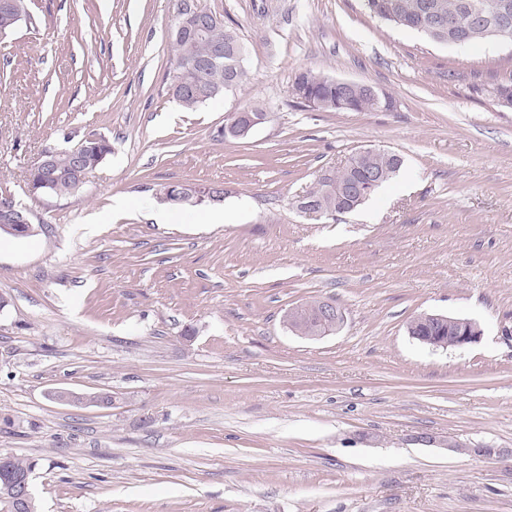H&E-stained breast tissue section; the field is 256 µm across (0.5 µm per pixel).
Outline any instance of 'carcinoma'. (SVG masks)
<instances>
[{
    "mask_svg": "<svg viewBox=\"0 0 512 512\" xmlns=\"http://www.w3.org/2000/svg\"><path fill=\"white\" fill-rule=\"evenodd\" d=\"M432 2L436 10L450 21V34L466 40L470 46L481 43L512 44V0H362L365 11L379 21L407 31L425 34L424 4ZM8 10L0 7V34L14 29V24L27 16L26 0H5ZM12 18L14 22H6ZM173 51L172 86L185 89L183 94L173 93L175 99L187 110L221 98L247 78L245 67L246 48L237 30L218 20L201 34L187 31L170 35ZM221 48L223 58L208 67L202 62ZM375 86L359 82L345 89L331 79L311 69L299 71L292 83L294 98L304 103L314 99L322 104L320 110L334 112L339 103H345L352 112H373L379 106L371 96ZM52 164L50 177L39 174L34 181L49 183L50 193L77 196L83 188L72 172L71 151L48 149ZM78 152L87 169H96L111 152L109 142L102 136H91L79 142ZM402 158L394 153L378 150L357 154L339 171L320 174L306 197L319 208L333 215L351 212L364 204L379 188L390 182L400 171ZM163 193L173 203L190 201L197 194L188 184H168ZM319 301L304 304L303 313L292 323L306 336L315 334V318ZM10 474L24 475L34 468V463L13 455H0Z\"/></svg>",
    "mask_w": 512,
    "mask_h": 512,
    "instance_id": "1",
    "label": "carcinoma"
}]
</instances>
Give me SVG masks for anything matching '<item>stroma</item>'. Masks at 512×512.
Listing matches in <instances>:
<instances>
[{
	"mask_svg": "<svg viewBox=\"0 0 512 512\" xmlns=\"http://www.w3.org/2000/svg\"><path fill=\"white\" fill-rule=\"evenodd\" d=\"M200 3L248 78L194 111L170 89L175 0H27L0 35V196L35 227L0 237V454L35 462L37 512H512V46L439 45L361 0ZM302 68L396 108L306 107ZM250 104L266 121L222 137ZM92 133L112 152L80 195L29 193L46 148ZM366 148L401 156L393 182L333 220L297 209ZM183 182L224 199L164 200ZM326 298L335 332L286 328ZM421 313L483 335L431 351Z\"/></svg>",
	"mask_w": 512,
	"mask_h": 512,
	"instance_id": "stroma-1",
	"label": "stroma"
}]
</instances>
